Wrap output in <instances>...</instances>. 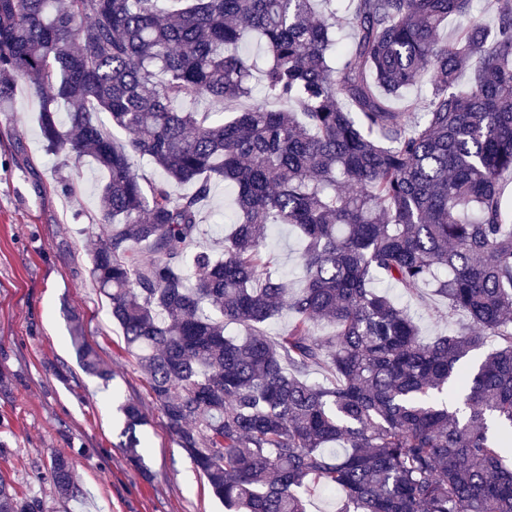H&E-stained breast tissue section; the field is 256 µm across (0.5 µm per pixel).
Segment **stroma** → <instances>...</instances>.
I'll use <instances>...</instances> for the list:
<instances>
[{
	"label": "stroma",
	"mask_w": 512,
	"mask_h": 512,
	"mask_svg": "<svg viewBox=\"0 0 512 512\" xmlns=\"http://www.w3.org/2000/svg\"><path fill=\"white\" fill-rule=\"evenodd\" d=\"M64 157L45 149L38 104L18 90L0 112V474L20 495L46 499L52 512H224L205 478L165 429L145 374L123 340L88 274L98 242L92 227L104 173L84 159L72 192L59 183ZM236 212L230 185L215 182L199 246L218 247ZM301 239L294 227L272 231L268 251L297 282ZM413 315L422 341L467 326L443 301L381 286ZM80 333L112 370L104 381L87 372L72 343ZM138 401L144 467L123 446L119 405ZM73 463L82 501L56 498L46 479L52 457Z\"/></svg>",
	"instance_id": "stroma-1"
}]
</instances>
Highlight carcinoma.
Segmentation results:
<instances>
[{
	"label": "carcinoma",
	"mask_w": 512,
	"mask_h": 512,
	"mask_svg": "<svg viewBox=\"0 0 512 512\" xmlns=\"http://www.w3.org/2000/svg\"><path fill=\"white\" fill-rule=\"evenodd\" d=\"M472 5L0 0V112L26 85L46 149L105 172L90 279L226 512H306L316 486L339 512H512V0H493L491 27ZM450 17L467 25L442 40ZM249 33L260 67L237 51ZM424 70L426 102L396 106ZM192 99L223 115L180 107ZM217 180L235 191L233 229L221 252L190 255ZM275 224L303 241L295 290L264 259ZM376 276L433 288L470 325L422 342ZM282 315L287 329L266 336ZM322 320L332 335L313 333ZM74 343L88 372L111 376ZM317 366L331 378L309 381ZM120 411L140 465L145 417ZM72 469L57 454L48 480L77 501ZM0 512L48 508L0 474Z\"/></svg>",
	"instance_id": "carcinoma-1"
}]
</instances>
